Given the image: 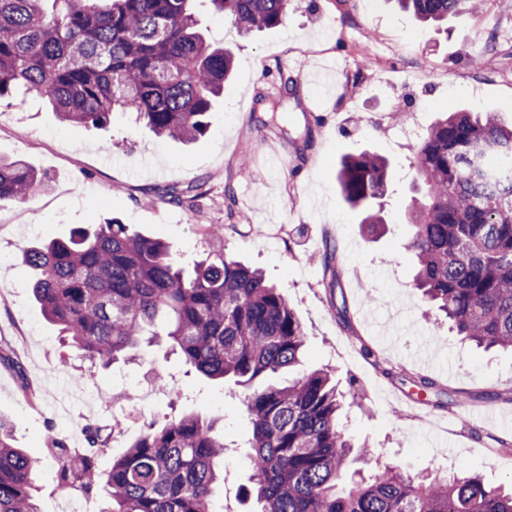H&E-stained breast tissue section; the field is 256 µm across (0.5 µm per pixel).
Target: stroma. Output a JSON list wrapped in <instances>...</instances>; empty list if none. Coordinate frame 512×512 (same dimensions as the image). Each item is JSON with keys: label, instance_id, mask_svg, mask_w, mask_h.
<instances>
[{"label": "stroma", "instance_id": "1", "mask_svg": "<svg viewBox=\"0 0 512 512\" xmlns=\"http://www.w3.org/2000/svg\"><path fill=\"white\" fill-rule=\"evenodd\" d=\"M199 19L234 69L196 142L157 137L129 112H113L103 131L59 121L36 94L0 102V155L50 183L0 204V354L20 364L0 365V422L14 447L42 461L41 512L63 504L53 440L82 448L84 425L119 429L118 445L95 458L104 474L149 425L185 413L213 422L228 444L216 500L254 509L240 386L199 375L162 344L95 364L63 344L33 297L22 248L111 218L163 240L184 265L224 251L281 288L306 333L303 368L331 371L345 394V435L380 453L358 461L363 475L381 461L412 475L464 462L489 485L512 484V351L462 342L413 288L409 206L423 189L418 144L403 136L461 109L512 122V0H483L444 30L394 0H294L286 26L248 34L205 9ZM483 31L497 51L476 67ZM362 151L390 164L387 228L373 240L336 181L342 157ZM171 186L191 189L192 201L170 202Z\"/></svg>", "mask_w": 512, "mask_h": 512}]
</instances>
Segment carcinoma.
<instances>
[{
	"instance_id": "obj_1",
	"label": "carcinoma",
	"mask_w": 512,
	"mask_h": 512,
	"mask_svg": "<svg viewBox=\"0 0 512 512\" xmlns=\"http://www.w3.org/2000/svg\"><path fill=\"white\" fill-rule=\"evenodd\" d=\"M197 0H0V100L17 91L48 98L65 122L107 128L112 112H135L152 132L191 142L224 89L232 52L197 30ZM239 29L286 25L292 0H209ZM441 22L469 0H396ZM417 176L425 200L410 213L414 288L480 347L512 349V126L493 115L454 112L421 138ZM388 162L346 157L337 173L344 201L366 213L362 231L384 229L371 204L387 190ZM48 189L19 159L0 157V202ZM32 290L74 351L105 366L143 341L166 339L187 366L245 389L252 436L245 451L257 512H512V491L466 465L413 477L385 464L348 478L353 444L340 427L342 395L326 370L286 386L253 387L300 365L305 332L286 296L263 273L224 254L188 271L170 246L109 220L76 227L21 251ZM61 448L59 486L102 485L103 512H217L224 436L194 413L149 428L100 481L95 452ZM39 461L9 442L0 424V512H40Z\"/></svg>"
}]
</instances>
